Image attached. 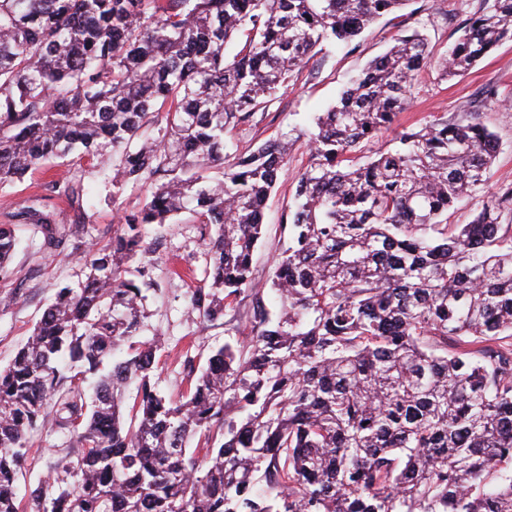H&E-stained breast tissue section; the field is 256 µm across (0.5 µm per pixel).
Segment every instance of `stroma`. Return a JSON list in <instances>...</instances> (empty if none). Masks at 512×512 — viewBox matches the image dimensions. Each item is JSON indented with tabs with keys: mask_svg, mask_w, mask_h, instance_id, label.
<instances>
[{
	"mask_svg": "<svg viewBox=\"0 0 512 512\" xmlns=\"http://www.w3.org/2000/svg\"><path fill=\"white\" fill-rule=\"evenodd\" d=\"M492 4L493 0H412L399 16L379 19L350 44L325 46L280 91L268 112L257 115L250 129L226 134L230 152L245 154L282 131L293 139L288 164L267 202L265 238L253 255L256 282L268 279L273 258L287 240L284 226L289 222L296 175L310 158L314 115L336 103L349 80L384 54L396 33L419 30L428 39L432 60L415 83L412 102L398 114L395 130L427 123L436 116L465 121L471 113H479L498 143L487 174L488 192L512 186V41L502 43L465 76L443 78L439 67L440 56L461 35L467 19ZM67 170L64 164L47 166L27 174L23 181L0 185V224L13 225L16 237L11 260L0 269V368L8 366L27 342L57 288L80 279L88 250L107 244L119 228L112 209V186L103 169L82 164L87 192L81 209H71L65 199L46 191L47 182L65 176ZM32 204L55 211L63 231L61 253L46 248L34 225L19 223V212ZM209 232L195 213L184 212L174 223L151 228L146 239L153 249L154 287L147 290L145 305L150 326L159 329L166 340L158 355L157 374L160 391L172 398L183 390L186 356L205 358L224 342L249 337L245 320L249 294H242L237 309L226 312L221 322L201 323L188 305V291L199 285L208 261L205 242ZM29 441L31 450L17 482V496L24 502L68 445L66 434L56 430H34Z\"/></svg>",
	"mask_w": 512,
	"mask_h": 512,
	"instance_id": "35a3bbf8",
	"label": "stroma"
}]
</instances>
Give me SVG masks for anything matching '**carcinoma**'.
<instances>
[{"mask_svg":"<svg viewBox=\"0 0 512 512\" xmlns=\"http://www.w3.org/2000/svg\"><path fill=\"white\" fill-rule=\"evenodd\" d=\"M409 2L0 0V185L72 156L110 166L117 212L127 185L147 186L0 369V512H22L28 432L46 426L71 448L31 512H512V187L448 224L486 186L496 138L440 116L363 156L411 100L424 36L396 35L315 117L266 288L252 254L288 134L224 153L229 127L249 129L316 47ZM504 40L512 0H494L443 74ZM47 187L72 206L86 193L75 173ZM183 210L214 227L192 310L215 322L248 291L251 337L186 358L171 400L153 382L163 340L140 339L149 282L132 262L145 226ZM19 217L59 247L53 212ZM14 248L1 225L0 266ZM487 196V194L478 193L472 199L460 203L454 210L448 213V215L451 214L448 219V224L469 223L473 215L481 209L483 203L488 200Z\"/></svg>","mask_w":512,"mask_h":512,"instance_id":"carcinoma-1","label":"carcinoma"}]
</instances>
